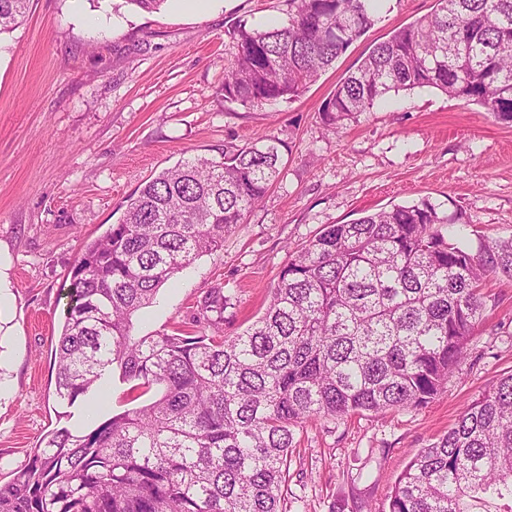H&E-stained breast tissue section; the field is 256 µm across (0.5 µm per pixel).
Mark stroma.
<instances>
[{
  "instance_id": "35a3bbf8",
  "label": "stroma",
  "mask_w": 512,
  "mask_h": 512,
  "mask_svg": "<svg viewBox=\"0 0 512 512\" xmlns=\"http://www.w3.org/2000/svg\"><path fill=\"white\" fill-rule=\"evenodd\" d=\"M290 0H224L204 17L147 13L126 0H32L0 35V483L48 432L88 427L127 408L113 380L99 407L60 418L54 350L70 271L85 242L118 223L127 197L179 160L270 137L282 173L262 203L165 285L136 334L183 330L209 289L232 303L224 332L267 306L296 248L326 224L430 200L462 212L469 237H512V123L433 88L402 91L341 130L323 103L362 57L436 0H381L375 24L297 100L248 110L219 88L235 53L233 22H284ZM468 358L428 405L320 420L294 430L284 512H373L405 465L453 426L467 402L512 372V276L487 284Z\"/></svg>"
}]
</instances>
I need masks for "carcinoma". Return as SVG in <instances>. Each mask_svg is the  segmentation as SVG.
I'll return each mask as SVG.
<instances>
[{
    "label": "carcinoma",
    "instance_id": "cac0c4a2",
    "mask_svg": "<svg viewBox=\"0 0 512 512\" xmlns=\"http://www.w3.org/2000/svg\"><path fill=\"white\" fill-rule=\"evenodd\" d=\"M31 0H0V34ZM377 0H293L288 22L232 25L224 102L299 98L374 24ZM432 87L512 122V0H437L362 58L323 104L343 128L388 94ZM281 141L224 146L148 180L122 220L88 242L54 353L56 398L103 397L117 371L130 402L92 430L60 427L0 484V512H282L296 426L418 408L468 356L483 282L512 276V239L473 245L444 227L463 214L423 199L326 224L280 271L265 312L224 336V289L189 333H134L136 314L199 257L224 247L280 175ZM388 512H512V373L475 395L421 450Z\"/></svg>",
    "mask_w": 512,
    "mask_h": 512
}]
</instances>
